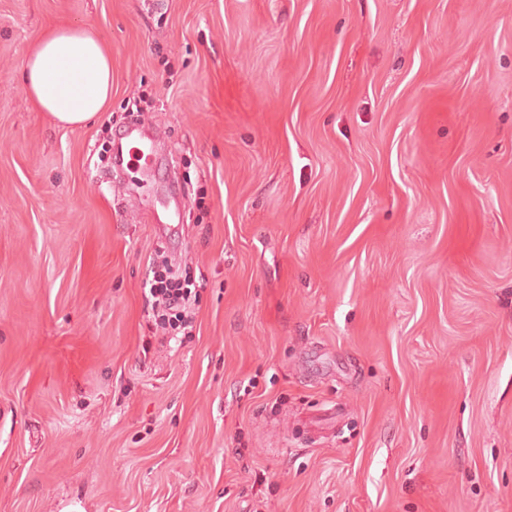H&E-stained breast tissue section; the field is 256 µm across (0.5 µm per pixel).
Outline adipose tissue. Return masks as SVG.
I'll return each instance as SVG.
<instances>
[{
	"label": "adipose tissue",
	"instance_id": "1",
	"mask_svg": "<svg viewBox=\"0 0 512 512\" xmlns=\"http://www.w3.org/2000/svg\"><path fill=\"white\" fill-rule=\"evenodd\" d=\"M23 90L57 124L77 126L112 98V56L88 28L53 27L34 43L22 67Z\"/></svg>",
	"mask_w": 512,
	"mask_h": 512
}]
</instances>
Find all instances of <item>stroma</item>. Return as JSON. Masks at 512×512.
Returning a JSON list of instances; mask_svg holds the SVG:
<instances>
[{
    "label": "stroma",
    "instance_id": "stroma-1",
    "mask_svg": "<svg viewBox=\"0 0 512 512\" xmlns=\"http://www.w3.org/2000/svg\"><path fill=\"white\" fill-rule=\"evenodd\" d=\"M0 512H512V0H0ZM23 90L58 125L77 126L112 98V56L92 29L53 27L34 43L22 67ZM124 137L130 144H133L130 148V156L132 159H135L139 163L143 161V163L140 164L142 167H147L152 159V154L147 146L144 145L143 140L145 134L143 130L139 126L133 125L125 131ZM153 274L148 293L145 292L151 310L148 316L153 324L150 328L152 335L160 331V341L166 336H170L171 341L179 335H191L198 302L197 292L189 288L193 284L185 279L182 281L181 275L166 261H162Z\"/></svg>",
    "mask_w": 512,
    "mask_h": 512
}]
</instances>
